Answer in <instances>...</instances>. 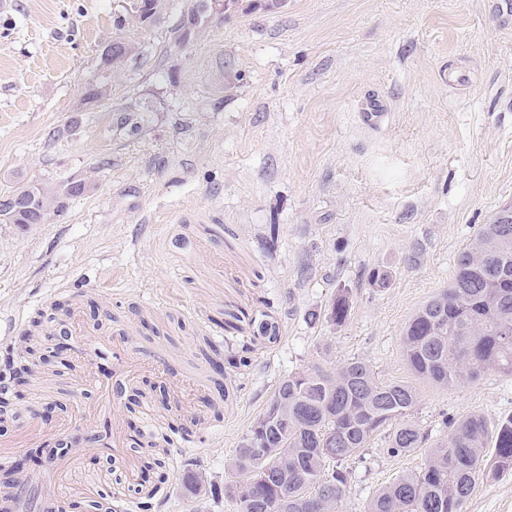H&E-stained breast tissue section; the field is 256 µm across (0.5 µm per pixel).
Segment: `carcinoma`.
I'll return each instance as SVG.
<instances>
[{
    "label": "carcinoma",
    "instance_id": "1",
    "mask_svg": "<svg viewBox=\"0 0 512 512\" xmlns=\"http://www.w3.org/2000/svg\"><path fill=\"white\" fill-rule=\"evenodd\" d=\"M16 192L30 197L34 209L0 214L3 224H40L87 188L74 190L65 180L50 187L26 184ZM504 219L512 220V206L497 211L458 253L448 288L408 320L404 356L418 378L448 388L471 384L489 370L512 376V223ZM349 308L347 294L337 293L330 319L345 323ZM262 319L253 342L276 343L278 321L269 314ZM417 402L411 384L382 381L361 360L290 374L230 458L228 468L248 477L251 491L226 483L224 497L238 503L239 512H333L348 493V462L375 435L384 434L381 452L389 457L423 446L426 437L410 420ZM445 425L448 439L428 449L423 466L380 487L364 512H464L480 480L512 472V417L492 431L479 412ZM491 438L495 454L489 460ZM268 470L278 481L265 480ZM184 487L194 498L207 493L206 480L193 474Z\"/></svg>",
    "mask_w": 512,
    "mask_h": 512
}]
</instances>
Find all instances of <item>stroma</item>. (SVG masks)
<instances>
[{"label": "stroma", "mask_w": 512, "mask_h": 512, "mask_svg": "<svg viewBox=\"0 0 512 512\" xmlns=\"http://www.w3.org/2000/svg\"><path fill=\"white\" fill-rule=\"evenodd\" d=\"M496 2L239 0L189 33L201 0H163L150 22L134 0H0V196L32 181L89 186L44 223H0V442L47 432L16 454L29 488L113 512H135L144 487L152 512H239L189 499L184 478L233 480L227 461L276 385L313 363L359 359L413 383L426 436L396 458L372 441L337 512H364L419 469L448 436L444 417L512 416V376L441 388L414 378L402 344L458 253L512 203V26ZM116 38L135 50L113 70L102 50ZM95 85L108 98L85 102ZM377 269L389 287L373 284ZM341 289L351 308L338 326L327 313ZM229 310L274 313L281 333L219 374L206 350L249 342L225 332ZM39 333L68 368L26 353ZM120 337L164 358L169 379L143 374L106 404L90 367ZM186 372L203 381L187 399L173 386ZM116 419L135 471L106 454L85 467ZM147 435L162 468L143 467ZM465 512H512V474L479 482Z\"/></svg>", "instance_id": "stroma-1"}]
</instances>
